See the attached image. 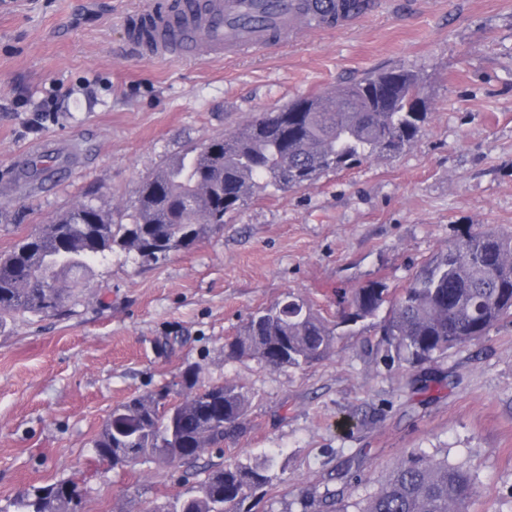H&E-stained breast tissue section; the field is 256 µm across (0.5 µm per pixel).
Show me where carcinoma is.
I'll return each mask as SVG.
<instances>
[{
	"label": "carcinoma",
	"mask_w": 512,
	"mask_h": 512,
	"mask_svg": "<svg viewBox=\"0 0 512 512\" xmlns=\"http://www.w3.org/2000/svg\"><path fill=\"white\" fill-rule=\"evenodd\" d=\"M423 77L398 66L261 112L236 131L163 162L132 201L131 223L114 224L92 201L57 214L0 256V324L16 314H58L86 278L119 248L144 263L188 249L209 228L247 208L260 194L314 185L329 171L396 156L412 147L430 119ZM384 318H379L381 312ZM380 319V360L418 366L479 342L512 318V233L470 225L395 293L381 279L351 292L338 321L298 296L251 316L224 344L229 357L253 356L271 368L301 367L325 357L342 326ZM246 394L205 385L186 369L164 389L115 408L92 439L112 467L114 448H134L145 464L178 454L191 466L242 429ZM276 460L213 466L193 494L191 512H224L274 477ZM72 479L28 490L16 512H78L57 496ZM478 488L472 473L425 454L401 461L376 490L343 512H467Z\"/></svg>",
	"instance_id": "obj_1"
}]
</instances>
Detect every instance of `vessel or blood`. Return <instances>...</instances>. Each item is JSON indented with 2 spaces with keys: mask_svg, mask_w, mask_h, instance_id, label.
<instances>
[{
  "mask_svg": "<svg viewBox=\"0 0 512 512\" xmlns=\"http://www.w3.org/2000/svg\"><path fill=\"white\" fill-rule=\"evenodd\" d=\"M135 36L128 43L137 55L220 59L264 48L325 29L315 0H185L177 13L151 7L131 19Z\"/></svg>",
  "mask_w": 512,
  "mask_h": 512,
  "instance_id": "b4317fda",
  "label": "vessel or blood"
}]
</instances>
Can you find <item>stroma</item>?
<instances>
[{"label":"stroma","mask_w":512,"mask_h":512,"mask_svg":"<svg viewBox=\"0 0 512 512\" xmlns=\"http://www.w3.org/2000/svg\"><path fill=\"white\" fill-rule=\"evenodd\" d=\"M150 3L0 0V255L83 200L129 223L161 162L367 73L422 72L431 120L395 158L259 196L158 263L115 251L62 314L0 325V512L71 476L81 512H144L210 465L270 455L275 476L246 512H336V493L364 496L414 451L475 475L468 512H512L511 320L418 368L379 364L373 321L300 368L224 354L288 294L331 318L371 280L406 287L457 230L512 231V0H383L349 26L220 61L128 54L127 20ZM189 366L247 394L244 432L191 467L99 463L92 439L112 409Z\"/></svg>","instance_id":"35a3bbf8"}]
</instances>
